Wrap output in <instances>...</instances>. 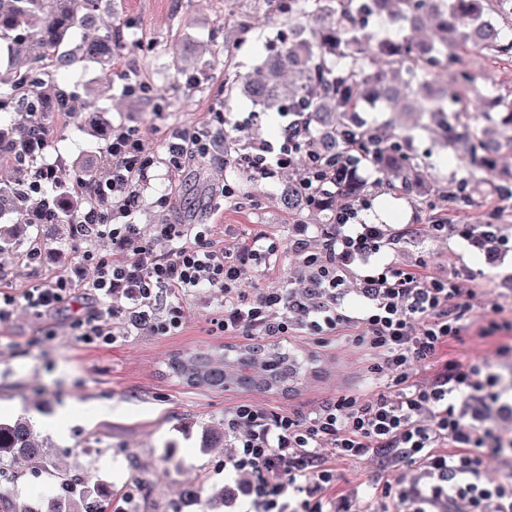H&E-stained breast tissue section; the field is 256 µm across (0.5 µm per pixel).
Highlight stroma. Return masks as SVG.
<instances>
[{"label": "stroma", "instance_id": "1", "mask_svg": "<svg viewBox=\"0 0 512 512\" xmlns=\"http://www.w3.org/2000/svg\"><path fill=\"white\" fill-rule=\"evenodd\" d=\"M253 8L252 0H239L230 10L224 0H193L189 6L184 0H117V13L135 17L141 31L151 30L152 37L146 40L141 31L134 35L114 28L119 49L112 55V85L98 90V104L106 108L107 119L134 127L146 148L156 153L172 132L201 127L222 129L241 145L278 143L286 118L260 112L244 97L224 93L225 70L248 72L280 46L278 34L287 23L283 17L241 35L238 17ZM192 74L198 78L194 87L186 84ZM131 76L149 79L167 99L168 109L157 112L125 98L122 87ZM46 135L55 159L68 173L88 166L101 152L100 141L74 122L63 127L49 123ZM409 148L426 157L437 177L464 168L450 140L437 131L414 128ZM240 184L241 175L230 163L196 159L172 176L157 167L136 222L142 231H150L159 213L158 200L170 197L176 201L180 223L219 225L215 241L223 248L229 244L223 234L227 227L240 236L263 230L288 242L317 240V217L272 207L270 199L279 193L280 181L257 180L256 197L245 203L223 196L224 186ZM380 209L388 212L382 222L375 218ZM359 220L378 225L393 241L379 252L347 262L340 306L362 309L358 290L364 275L389 262L420 266L434 277L462 275L483 289L485 297L482 306L463 316L462 338L449 341L448 357L468 366L470 359L462 353L468 347L481 353L491 373L512 375V366L495 355L499 334L493 329L497 323H512V251H502L476 230L477 225L494 224L500 234L512 238V199L479 187L465 203L449 210L447 232L433 235L428 208L377 191L372 207L361 211ZM76 260L75 244L65 237L50 243L37 263L22 261L14 251L0 252V288L22 293ZM305 273L298 256L288 252L249 275L243 286L250 291L267 288ZM88 306V299L78 295L53 317L40 319L20 305L0 325V405L6 406L7 417H29L53 442L61 466L84 476L90 486L121 493L141 484L131 512H208L204 503L179 500L178 492L193 482L208 487L235 484V474L224 471L223 456L203 452L200 442L204 426L223 422L225 410L248 395L187 387L163 377L161 366L170 353L227 343V336L209 330L212 295L200 293L189 300L177 335L136 331L108 347L84 344L71 333L72 317ZM290 348L317 355L325 375L287 396L255 392L248 397L265 406L306 413L326 399L373 387L368 358L349 338L325 346L316 337L297 336ZM169 446L174 453L168 461L163 453Z\"/></svg>", "mask_w": 512, "mask_h": 512}]
</instances>
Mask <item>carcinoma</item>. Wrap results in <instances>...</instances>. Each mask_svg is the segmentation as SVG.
Returning <instances> with one entry per match:
<instances>
[{"instance_id":"obj_1","label":"carcinoma","mask_w":512,"mask_h":512,"mask_svg":"<svg viewBox=\"0 0 512 512\" xmlns=\"http://www.w3.org/2000/svg\"><path fill=\"white\" fill-rule=\"evenodd\" d=\"M265 4L239 22L240 32L264 25L274 11L288 15V41L246 75L229 73L225 89L249 97L262 112L291 114L288 127L298 152V166L283 178V189L272 203L290 212L309 209L315 215L334 212L345 203L364 199L365 186L356 167L376 166L379 184L388 192L448 208L467 196V190L489 181L503 150L512 152V93L500 94L476 85L463 56L473 48L495 62L512 64V42L501 29L512 24V0H254ZM368 13L383 15L394 38L378 40L361 24ZM115 14L112 0H0V41L15 39L12 62L0 73V99L29 101L36 111L18 110L7 132L0 131V162L12 164L15 182L0 185V250L24 245V252L45 246L38 235L17 243L24 205L18 182L38 162L29 157V143L46 131L50 112H67L78 98L42 71L41 60L53 53V65L92 64L105 75L112 69L108 49L112 33L107 18ZM80 40H73L76 32ZM382 102L393 114L446 117L445 132L462 125L465 134L454 142L468 160L464 175L455 183L436 178L419 156L406 152L405 128L390 119L367 127L357 118L363 105ZM486 119L503 114L500 137H486L470 122L469 109ZM336 168V190L308 197L300 182L327 167ZM309 354L299 358L277 344L219 345L170 355L164 374L191 386L222 389L231 384L245 391H291L300 384ZM202 447L224 449V429L208 428ZM11 466V480L45 475L56 481L57 494L45 503L24 505L0 491V512H103L112 494H100L79 477L60 468L48 444L25 417L0 421V463ZM185 499L205 497L209 512H223L224 489L197 486L181 492Z\"/></svg>"}]
</instances>
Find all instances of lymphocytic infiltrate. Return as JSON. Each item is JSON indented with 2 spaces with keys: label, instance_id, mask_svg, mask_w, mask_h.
<instances>
[{
  "label": "lymphocytic infiltrate",
  "instance_id": "f902f5d3",
  "mask_svg": "<svg viewBox=\"0 0 512 512\" xmlns=\"http://www.w3.org/2000/svg\"><path fill=\"white\" fill-rule=\"evenodd\" d=\"M219 142L209 128L176 131L158 157L134 129H113L111 177L80 179L66 189L85 202L71 221L73 240L86 251L69 271L23 295L0 292V322L11 318L20 299L35 317H50L83 288L93 306L70 323L83 343L114 344L122 327L173 336L183 327L180 299L208 289L217 300L214 333L285 344L303 333L326 345L350 335L370 352L371 372L388 379V390L341 395L306 414L249 399L225 412L224 467L239 476L254 512H512V474L504 466L512 450L483 425L486 392L496 379L480 364L463 370L443 357L449 341L461 338V318L477 300L475 289L456 277H424L389 263L365 275L363 313L342 309L337 299L345 261L383 245L376 227L357 225L353 208L337 211L335 230H322L317 249L307 240L289 245L263 231L220 249L215 225L173 221L172 203L164 198L152 239L143 241L133 216L157 163L175 173L187 160L211 157ZM293 157L288 143H260L233 164L274 179ZM57 169L44 164L28 181L25 196L34 202L26 210L28 223L55 222L57 201L46 187ZM290 250L309 269L314 292L291 280L258 292L241 289L249 273ZM427 369L432 377L420 380ZM372 456L388 464L374 493L343 488L344 466Z\"/></svg>",
  "mask_w": 512,
  "mask_h": 512
}]
</instances>
